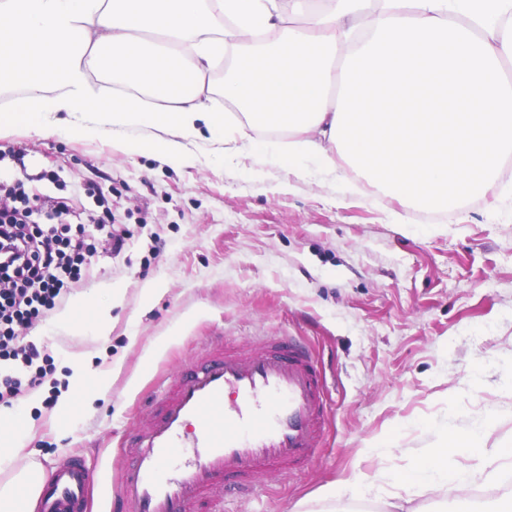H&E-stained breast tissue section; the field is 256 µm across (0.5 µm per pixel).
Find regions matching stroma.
<instances>
[{
    "instance_id": "35a3bbf8",
    "label": "stroma",
    "mask_w": 512,
    "mask_h": 512,
    "mask_svg": "<svg viewBox=\"0 0 512 512\" xmlns=\"http://www.w3.org/2000/svg\"><path fill=\"white\" fill-rule=\"evenodd\" d=\"M0 181L41 170L50 196L104 191L112 221L131 232L113 253L104 230L86 224L97 252L88 279L22 330L51 373L31 405L11 399L30 425L17 468L51 472L85 460L108 512L123 433L172 377L211 342L296 336L326 377L328 414L320 448L285 475L258 480L224 512H392L398 472L446 429L484 427L489 448H512V159L498 182L423 221L355 176L295 179L260 158L193 144L195 165L172 168L111 139L0 132ZM111 309L107 332L97 310ZM86 386L66 423L59 394L71 365ZM374 478L360 486V476ZM342 495L330 501L328 486ZM512 480L473 477L465 490L430 491L413 512H499Z\"/></svg>"
}]
</instances>
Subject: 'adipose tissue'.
<instances>
[{
    "label": "adipose tissue",
    "mask_w": 512,
    "mask_h": 512,
    "mask_svg": "<svg viewBox=\"0 0 512 512\" xmlns=\"http://www.w3.org/2000/svg\"><path fill=\"white\" fill-rule=\"evenodd\" d=\"M224 97L248 122L210 106L206 77L226 51ZM512 0H0V91L19 90L0 130L111 137L155 129L164 164L188 145L233 144L304 179L349 169L416 208L446 209L498 180L512 158ZM297 134L287 153L253 120ZM28 440L21 412L0 410V466ZM449 430L402 470L422 494L465 486L457 457L495 474L508 448ZM37 468L0 484V512H35Z\"/></svg>",
    "instance_id": "1"
}]
</instances>
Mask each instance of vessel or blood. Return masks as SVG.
Returning <instances> with one entry per match:
<instances>
[{
	"instance_id": "b4317fda",
	"label": "vessel or blood",
	"mask_w": 512,
	"mask_h": 512,
	"mask_svg": "<svg viewBox=\"0 0 512 512\" xmlns=\"http://www.w3.org/2000/svg\"><path fill=\"white\" fill-rule=\"evenodd\" d=\"M322 375L290 336L260 352L217 341L158 396L151 416L127 434L134 453L120 488L123 512H222L216 485L248 492L258 474L287 472L316 448L325 417ZM194 451L171 471L175 449ZM93 477L72 459L42 486V512H85Z\"/></svg>"
}]
</instances>
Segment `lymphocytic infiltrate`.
Instances as JSON below:
<instances>
[{
    "mask_svg": "<svg viewBox=\"0 0 512 512\" xmlns=\"http://www.w3.org/2000/svg\"><path fill=\"white\" fill-rule=\"evenodd\" d=\"M65 200L28 194L22 181L0 183V359L29 367L27 378L0 379V402L42 384L39 349L19 345V327L60 305L88 275L96 252Z\"/></svg>",
    "mask_w": 512,
    "mask_h": 512,
    "instance_id": "f902f5d3",
    "label": "lymphocytic infiltrate"
}]
</instances>
